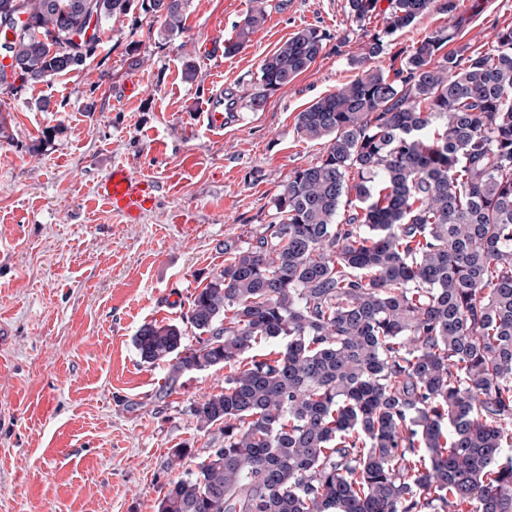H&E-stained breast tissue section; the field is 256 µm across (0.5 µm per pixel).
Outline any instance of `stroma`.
<instances>
[{"label": "stroma", "mask_w": 512, "mask_h": 512, "mask_svg": "<svg viewBox=\"0 0 512 512\" xmlns=\"http://www.w3.org/2000/svg\"><path fill=\"white\" fill-rule=\"evenodd\" d=\"M266 5L235 55L224 42L250 0H190L182 33L134 11L105 24L81 69L0 94V512H157L168 481L221 441L189 407L223 387L225 369L166 387V364H143L133 338L151 321L185 325L224 269L225 241L272 221L292 172L327 148L299 137L298 112L355 79L362 45L348 0ZM497 24L512 25V0H489L462 43L487 52ZM309 25L328 35L322 55L246 107L261 61ZM219 95L237 105L216 134L200 114ZM116 165L160 185L137 223L97 195ZM183 447L191 457L167 469Z\"/></svg>", "instance_id": "obj_1"}]
</instances>
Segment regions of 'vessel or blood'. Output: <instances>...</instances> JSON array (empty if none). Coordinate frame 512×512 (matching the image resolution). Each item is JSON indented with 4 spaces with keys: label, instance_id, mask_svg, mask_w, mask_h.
<instances>
[{
    "label": "vessel or blood",
    "instance_id": "1",
    "mask_svg": "<svg viewBox=\"0 0 512 512\" xmlns=\"http://www.w3.org/2000/svg\"><path fill=\"white\" fill-rule=\"evenodd\" d=\"M159 187L150 177L116 166L101 182L99 195L106 207L127 221L154 209Z\"/></svg>",
    "mask_w": 512,
    "mask_h": 512
}]
</instances>
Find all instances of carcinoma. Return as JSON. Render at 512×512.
Masks as SVG:
<instances>
[{"label": "carcinoma", "mask_w": 512, "mask_h": 512, "mask_svg": "<svg viewBox=\"0 0 512 512\" xmlns=\"http://www.w3.org/2000/svg\"><path fill=\"white\" fill-rule=\"evenodd\" d=\"M387 5H382V2ZM252 5L224 54L267 21ZM360 74L297 116L328 143L293 171L256 241L224 242V271L185 329L145 323L142 362L177 382L229 369L192 404L223 441L169 481L157 512H512V25L487 54L458 41L460 0H348ZM189 0H0L12 59L0 91L84 66L104 24L141 8L173 34ZM436 11L389 73V37ZM326 49L294 32L259 67L261 109ZM350 212L338 221L341 204ZM282 349L253 355L255 345Z\"/></svg>", "instance_id": "carcinoma-1"}]
</instances>
